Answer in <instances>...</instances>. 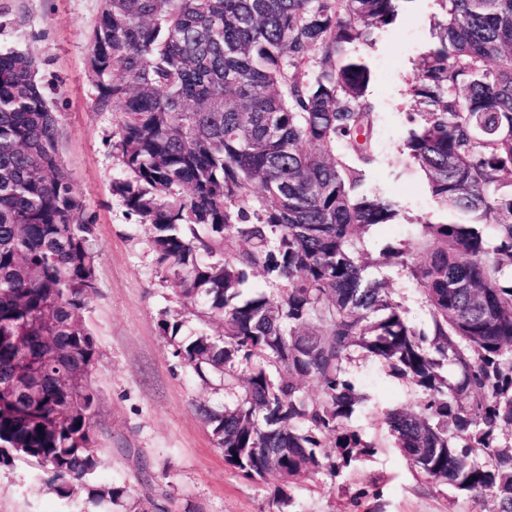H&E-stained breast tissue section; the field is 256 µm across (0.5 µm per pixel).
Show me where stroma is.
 <instances>
[{
  "label": "stroma",
  "instance_id": "35a3bbf8",
  "mask_svg": "<svg viewBox=\"0 0 512 512\" xmlns=\"http://www.w3.org/2000/svg\"><path fill=\"white\" fill-rule=\"evenodd\" d=\"M100 11L101 0H0V50L36 58L38 79L59 118L62 165L84 218L96 226L98 292L82 316L100 353L94 373L100 465L93 482L128 492L126 506L112 512H129L133 503L147 512H474L472 502L432 486L388 446L382 411L416 404L420 394L375 358L355 361L349 370L367 395L351 423L381 442L374 456L340 478L321 474L290 485L292 503L282 510L273 485L225 463L199 407L218 408L231 398L175 357L161 330L162 321L175 318L183 320L186 335L200 322L163 281L140 217L112 191L128 172L113 148L117 114L96 110L98 91L88 73V37ZM444 18L441 0H406L396 20L378 26L374 45L362 50L371 63L368 91L375 105L376 160L365 187L399 209L396 221L364 234L362 246L374 255L415 242L420 224L441 213L403 143L408 115L419 109L412 92L419 61L436 45ZM371 274L390 283L415 325L425 324L428 311L406 270L380 267ZM52 485V474L38 465L0 464V512H98L85 493L65 500Z\"/></svg>",
  "mask_w": 512,
  "mask_h": 512
}]
</instances>
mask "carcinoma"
<instances>
[{"instance_id": "cac0c4a2", "label": "carcinoma", "mask_w": 512, "mask_h": 512, "mask_svg": "<svg viewBox=\"0 0 512 512\" xmlns=\"http://www.w3.org/2000/svg\"><path fill=\"white\" fill-rule=\"evenodd\" d=\"M400 2L102 0L89 69L96 109L118 108L130 174L113 191L147 227L160 273L200 308L201 330L182 336L175 319L163 331L233 398L205 415L226 464L286 506L285 487L374 454L350 425L367 396L349 365L371 357L422 395L417 410L384 413L408 464L512 512V0H442L414 87L425 110L404 142L441 207L421 225L419 261L360 248L398 210L363 189L375 106L351 47L371 44ZM37 71L0 52V460L34 462L58 496L84 489L110 508L126 490L91 483L99 350L81 318L97 292L94 224ZM392 265L416 282L424 326L368 273ZM256 277L271 291L244 294ZM22 385L39 398L18 396Z\"/></svg>"}]
</instances>
